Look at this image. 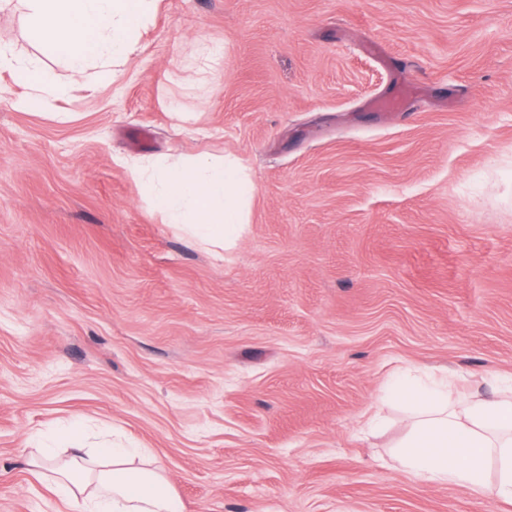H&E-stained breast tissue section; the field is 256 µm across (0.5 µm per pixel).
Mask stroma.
<instances>
[{
    "instance_id": "obj_1",
    "label": "stroma",
    "mask_w": 512,
    "mask_h": 512,
    "mask_svg": "<svg viewBox=\"0 0 512 512\" xmlns=\"http://www.w3.org/2000/svg\"><path fill=\"white\" fill-rule=\"evenodd\" d=\"M139 40L76 77L0 10L70 87L0 101V512H66L25 443L73 418L187 512H512L395 462L411 404L382 393L512 381V0H158ZM227 154L254 192L225 250L121 164Z\"/></svg>"
}]
</instances>
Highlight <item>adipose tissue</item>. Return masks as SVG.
<instances>
[{
    "label": "adipose tissue",
    "mask_w": 512,
    "mask_h": 512,
    "mask_svg": "<svg viewBox=\"0 0 512 512\" xmlns=\"http://www.w3.org/2000/svg\"><path fill=\"white\" fill-rule=\"evenodd\" d=\"M153 0H27L43 54L81 74L93 62L124 61L138 50L136 34ZM10 73L30 92L23 105L39 107L58 93L50 71L17 58L0 45V73ZM144 182L165 223L186 225L200 240L223 245L246 223L251 175L232 157L196 156L170 166L157 159L128 161ZM416 404L396 454L399 464L427 483L452 484L475 494L494 492L512 502V386L455 402L447 379L403 390ZM68 447L31 454L27 464L62 504L79 512H185L155 461L136 448H89L81 422L64 426Z\"/></svg>",
    "instance_id": "obj_1"
}]
</instances>
